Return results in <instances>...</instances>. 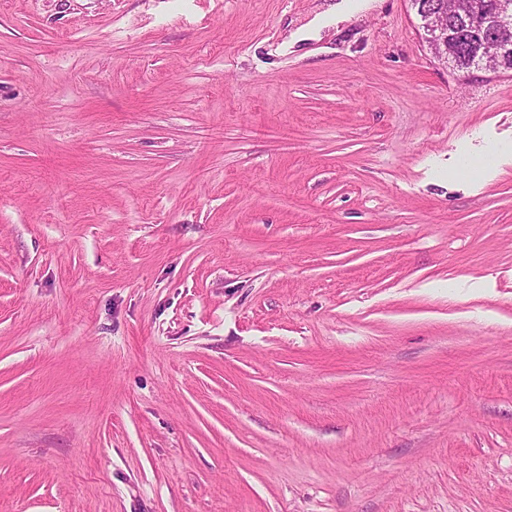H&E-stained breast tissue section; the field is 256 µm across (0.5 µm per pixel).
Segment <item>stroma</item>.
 I'll return each instance as SVG.
<instances>
[{
	"label": "stroma",
	"mask_w": 512,
	"mask_h": 512,
	"mask_svg": "<svg viewBox=\"0 0 512 512\" xmlns=\"http://www.w3.org/2000/svg\"><path fill=\"white\" fill-rule=\"evenodd\" d=\"M339 2L0 0V512H512V75Z\"/></svg>",
	"instance_id": "35a3bbf8"
}]
</instances>
